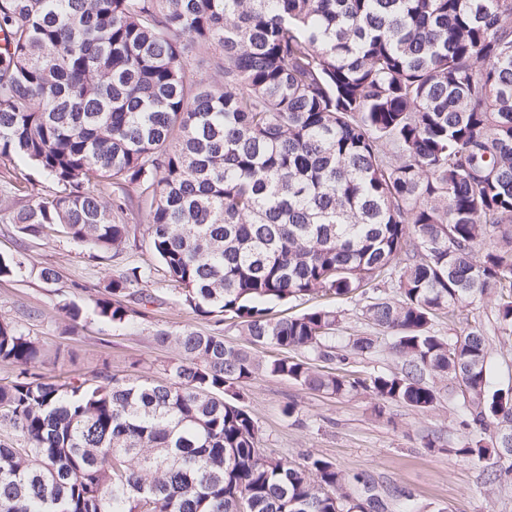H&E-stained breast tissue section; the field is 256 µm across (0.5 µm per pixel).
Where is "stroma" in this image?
Masks as SVG:
<instances>
[{"label":"stroma","mask_w":512,"mask_h":512,"mask_svg":"<svg viewBox=\"0 0 512 512\" xmlns=\"http://www.w3.org/2000/svg\"><path fill=\"white\" fill-rule=\"evenodd\" d=\"M20 171L30 180L27 192H0V255L22 262L13 277L0 280V320L21 325L48 352H59L57 361L42 366L44 376L76 373L89 378L106 366L119 376L165 378L175 353L156 342V331H206L211 324L185 304L181 287L169 280L152 251L142 230L148 204L130 215L135 236L116 256L51 232L25 236L9 217L46 193L50 182L30 164L21 165ZM129 266L147 273L143 289L154 302L149 318L117 327L98 316L94 301L112 276ZM45 267L58 271V281L41 279ZM366 303L363 297L334 303L339 320L336 353L345 356L346 370L363 379L401 367L390 336L366 318ZM71 304L82 311L78 320L64 311ZM469 319L487 334L498 387H512V332L502 330L494 302L473 303ZM358 336L373 337L375 350L350 353L347 344ZM437 388L441 397L428 411L394 401L381 404L363 390L337 396L312 392L269 375L257 376L243 393L267 455L296 465L314 455L345 473H366L380 491L411 495L417 512H512V482L493 486L486 481L487 473L500 465L496 456L471 463L454 455V448L472 432L461 424V393L449 392L444 382ZM291 402L296 412L288 417L283 409Z\"/></svg>","instance_id":"obj_1"}]
</instances>
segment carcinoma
I'll return each mask as SVG.
<instances>
[{
  "label": "carcinoma",
  "instance_id": "cac0c4a2",
  "mask_svg": "<svg viewBox=\"0 0 512 512\" xmlns=\"http://www.w3.org/2000/svg\"><path fill=\"white\" fill-rule=\"evenodd\" d=\"M0 159L52 181L13 212L103 254L144 233L207 332L160 330L169 377L46 379L43 345L0 321V512H369L366 475L298 467L258 447L240 389L259 372L342 395L434 407L456 382L462 424L507 426L456 456L509 461L512 388H491V349L469 322L496 302L512 329V0H0ZM145 272L95 300L114 326L146 319ZM395 281L366 317L394 335L401 371L366 381L336 359V310L274 317L267 304L353 297ZM453 337L435 336L441 313ZM235 320L267 362L224 341Z\"/></svg>",
  "mask_w": 512,
  "mask_h": 512
}]
</instances>
